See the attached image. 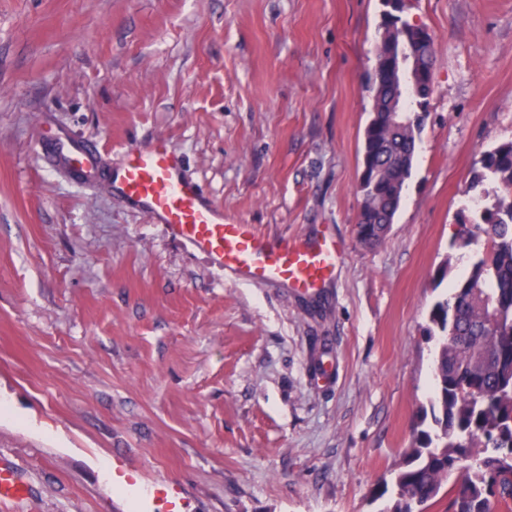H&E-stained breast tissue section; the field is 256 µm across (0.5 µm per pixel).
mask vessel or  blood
Returning a JSON list of instances; mask_svg holds the SVG:
<instances>
[{
  "mask_svg": "<svg viewBox=\"0 0 512 512\" xmlns=\"http://www.w3.org/2000/svg\"><path fill=\"white\" fill-rule=\"evenodd\" d=\"M62 160L84 180H95L99 174L92 144L71 146ZM110 179L116 194L205 255L214 267L242 280L308 292L332 280L342 260L340 246L331 236L271 241L261 237L253 225L228 222L187 174L167 139L126 153ZM28 497L29 487L20 479L16 464L0 458V503L18 505Z\"/></svg>",
  "mask_w": 512,
  "mask_h": 512,
  "instance_id": "obj_1",
  "label": "vessel or blood"
}]
</instances>
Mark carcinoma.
<instances>
[{"instance_id": "cac0c4a2", "label": "carcinoma", "mask_w": 512, "mask_h": 512, "mask_svg": "<svg viewBox=\"0 0 512 512\" xmlns=\"http://www.w3.org/2000/svg\"><path fill=\"white\" fill-rule=\"evenodd\" d=\"M402 45L429 75L434 37L424 36L399 6L382 15L364 130L358 236L384 240L411 176L417 131L424 117L405 125L393 112L415 108L394 93L385 56ZM465 194L482 203L460 211L455 242L469 263L467 276L433 304L430 338L436 340L431 417H422L412 448L395 469L381 512H512V143L481 154Z\"/></svg>"}]
</instances>
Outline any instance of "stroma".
<instances>
[{
	"label": "stroma",
	"mask_w": 512,
	"mask_h": 512,
	"mask_svg": "<svg viewBox=\"0 0 512 512\" xmlns=\"http://www.w3.org/2000/svg\"><path fill=\"white\" fill-rule=\"evenodd\" d=\"M383 0H0V512H379L431 396L433 302L512 142V0H408L433 88L386 238L357 235ZM167 138L227 218L335 237L317 293L244 283L46 162ZM28 497L29 487L19 478L16 464L0 458V503L18 505Z\"/></svg>",
	"instance_id": "obj_1"
}]
</instances>
